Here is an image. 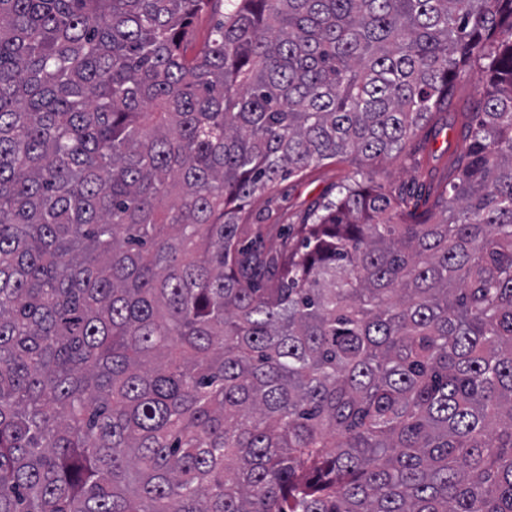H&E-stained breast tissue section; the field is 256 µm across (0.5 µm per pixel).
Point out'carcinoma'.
Here are the masks:
<instances>
[{"label":"carcinoma","instance_id":"cac0c4a2","mask_svg":"<svg viewBox=\"0 0 512 512\" xmlns=\"http://www.w3.org/2000/svg\"><path fill=\"white\" fill-rule=\"evenodd\" d=\"M0 512H512V0H0ZM215 17L208 13L196 18L190 27L187 54L193 55L199 51L205 42L206 35L213 25ZM472 73L462 72L448 107L411 137L400 153L376 165L375 181L386 191L402 194L412 207L420 210L431 204L437 188L447 185L456 174L455 158L466 151L461 137L462 112H474L478 98ZM353 168L338 159L325 160L312 167L303 176H292L283 180L273 198H257L251 210L261 212L262 224H300L312 206L336 192L335 186L351 176Z\"/></svg>","mask_w":512,"mask_h":512}]
</instances>
